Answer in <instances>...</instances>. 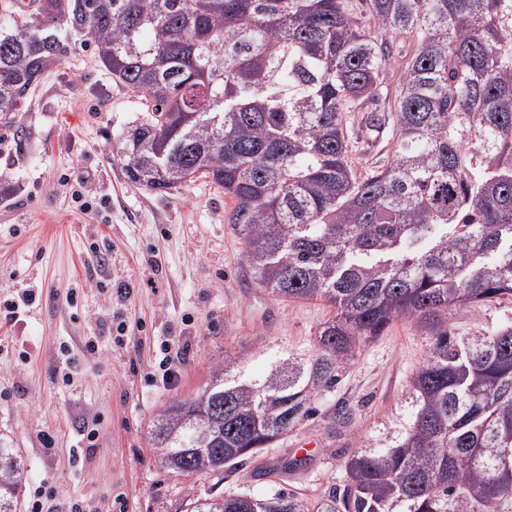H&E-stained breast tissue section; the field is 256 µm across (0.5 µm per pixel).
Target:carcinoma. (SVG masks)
I'll list each match as a JSON object with an SVG mask.
<instances>
[{"instance_id":"carcinoma-1","label":"carcinoma","mask_w":512,"mask_h":512,"mask_svg":"<svg viewBox=\"0 0 512 512\" xmlns=\"http://www.w3.org/2000/svg\"><path fill=\"white\" fill-rule=\"evenodd\" d=\"M0 22V113L16 112L86 36L148 117L124 134L125 177L169 192L197 177L231 198L242 265L276 298L323 299L316 353L261 381L211 384L151 420L176 476L215 474L316 414L314 397L397 319L430 338L408 419L359 448L311 508L282 490L188 498V512H512V324L457 336L448 310L512 297V0H33ZM414 53L379 106L393 55ZM392 129L362 176L354 152ZM346 405L324 415L351 422ZM23 464L0 439V512ZM391 40L393 43V56L391 59V67L386 70L385 82L389 88V101L393 99L395 88L398 81L399 71L401 70L403 63L411 55L413 51V42L406 36H393Z\"/></svg>"}]
</instances>
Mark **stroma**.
<instances>
[{
    "label": "stroma",
    "instance_id": "35a3bbf8",
    "mask_svg": "<svg viewBox=\"0 0 512 512\" xmlns=\"http://www.w3.org/2000/svg\"><path fill=\"white\" fill-rule=\"evenodd\" d=\"M68 39L69 55L21 112L0 119V182L14 188L0 200V304L17 306L0 325V438L24 461L22 500L41 494L43 512H68L72 499L85 512H185L191 493L328 495L346 458L402 412L428 337L394 321L334 391L318 393L321 414L352 408L346 431L320 415L223 476H171L147 446L157 408L204 389L228 355L257 380L276 362L309 358L331 307L252 283L222 189L199 179L167 194L127 182L117 145L145 101L113 81L82 35ZM511 323V298L448 312L458 336ZM90 339L96 351L85 350Z\"/></svg>",
    "mask_w": 512,
    "mask_h": 512
}]
</instances>
